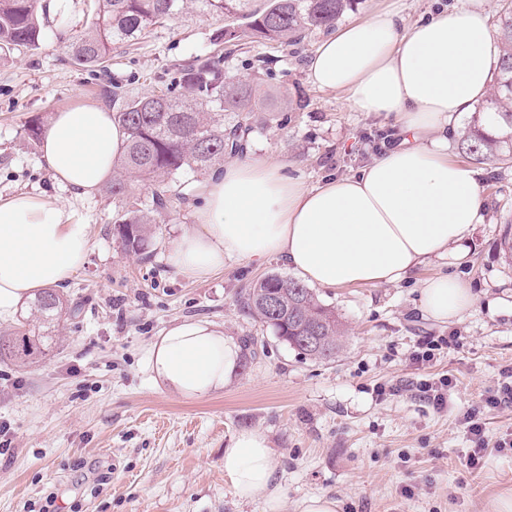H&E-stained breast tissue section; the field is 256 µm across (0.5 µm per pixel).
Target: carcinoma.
I'll return each instance as SVG.
<instances>
[{
  "mask_svg": "<svg viewBox=\"0 0 512 512\" xmlns=\"http://www.w3.org/2000/svg\"><path fill=\"white\" fill-rule=\"evenodd\" d=\"M228 19L216 44L298 40L307 31L330 29L355 0H90L85 30L70 45L72 62L80 67L101 65L112 43L128 41L149 28L172 20L188 2ZM499 19V65L486 105L460 136L470 159L512 161V0H503ZM47 5L42 0H0V54L38 49L43 40ZM182 92L124 98L116 117L127 132L124 151L109 188L118 200L129 194L130 180L153 187L152 207L127 210L116 233L128 250L144 254L156 223L154 213L167 209L172 185L190 174L205 172L226 157L244 152L250 129L224 126L226 112H256L265 96L257 84L229 78L224 56L199 59L180 70ZM241 304L271 326L278 338L315 360L336 357L344 324L336 311L321 303L294 278L271 274L241 292ZM39 325L13 336H0V357L24 366L46 360L54 338L51 328L63 315L79 309L48 289L31 306Z\"/></svg>",
  "mask_w": 512,
  "mask_h": 512,
  "instance_id": "cac0c4a2",
  "label": "carcinoma"
}]
</instances>
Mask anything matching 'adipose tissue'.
I'll list each match as a JSON object with an SVG mask.
<instances>
[{"mask_svg": "<svg viewBox=\"0 0 512 512\" xmlns=\"http://www.w3.org/2000/svg\"><path fill=\"white\" fill-rule=\"evenodd\" d=\"M487 0H461L404 26L397 9L373 10L325 37L309 59L313 86L344 94L350 109L390 120L397 143L358 171L310 184L282 164L257 157L225 163L203 189L196 226L166 253L179 276L200 280L226 262L282 259L322 288L376 286L409 279L451 256L482 223L479 171L448 158L456 114L490 89L497 67ZM126 134L114 113L80 103L53 113L41 158L54 179L89 196L114 171ZM87 224L55 199L0 197V322L13 320L41 289L70 280L88 256ZM470 289L454 277L423 282L422 312L463 317ZM240 345L223 328L185 320L150 352L153 379L169 393L203 398L230 384ZM279 458L260 430L236 433L224 450V475L236 495H263L270 512Z\"/></svg>", "mask_w": 512, "mask_h": 512, "instance_id": "ef3b65f1", "label": "adipose tissue"}]
</instances>
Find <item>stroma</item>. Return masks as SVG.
<instances>
[{"label": "stroma", "instance_id": "obj_1", "mask_svg": "<svg viewBox=\"0 0 512 512\" xmlns=\"http://www.w3.org/2000/svg\"><path fill=\"white\" fill-rule=\"evenodd\" d=\"M87 0H54L40 49L0 56V194L48 196L73 207L90 230L85 264L61 287L83 312L61 323L49 360L0 361V422L10 425L0 455V512H268L265 498H238L224 476V449L244 429L264 432L280 456V512L313 494L339 499L341 512H482L512 482V450L493 440L512 432V407L486 411L491 442L477 465L456 427V405L480 402L512 366V262L501 247L512 219V163L478 164L486 209L461 258L432 261L399 284L315 288L346 325L335 359L302 357L243 311L242 288L270 274L291 276L278 258L229 262L201 281L176 276L170 244L194 225L206 175L159 217L147 254L128 252L115 233L125 210L150 203L133 183L124 202L107 188L84 199L59 186L24 127L76 102L113 109V96L173 86L177 68L213 54L223 17L185 12L138 39L113 44L103 66L72 63ZM325 30L297 42L249 43L224 59L227 76L257 81L263 112H228L250 125L247 151L284 163L315 183L348 175L390 143L379 118L351 111L343 94L314 87L310 56ZM466 281L475 303L440 323L419 310L420 286L436 275ZM222 325L242 346L237 379L203 399L156 385L152 344L182 320ZM444 336L433 362L411 359L419 340ZM448 375L454 408L437 411L411 391L424 376Z\"/></svg>", "mask_w": 512, "mask_h": 512}]
</instances>
